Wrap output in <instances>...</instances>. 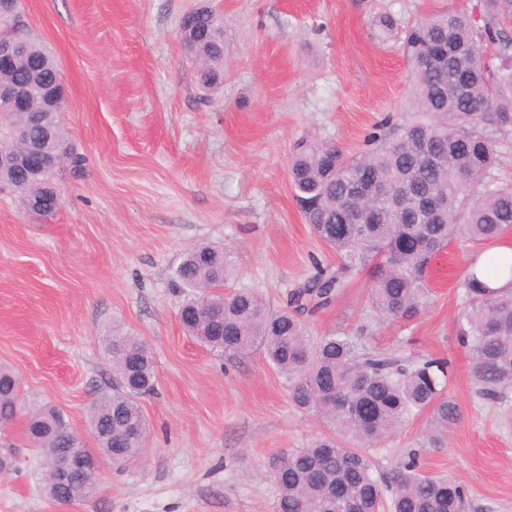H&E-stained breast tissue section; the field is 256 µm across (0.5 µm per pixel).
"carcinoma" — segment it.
Segmentation results:
<instances>
[{"instance_id": "carcinoma-1", "label": "carcinoma", "mask_w": 512, "mask_h": 512, "mask_svg": "<svg viewBox=\"0 0 512 512\" xmlns=\"http://www.w3.org/2000/svg\"><path fill=\"white\" fill-rule=\"evenodd\" d=\"M512 18V0H484L482 24L448 9L401 31L409 65L410 111L388 117L357 151L332 138L297 145L288 168L296 202L313 233L336 254V270L318 269L274 308L252 289L226 296L218 289L239 265L224 246L203 243L187 252L175 280L195 290L181 307L185 332L200 345L230 356L261 351L291 381L290 398L327 427L306 448L277 453L270 462L276 512H469L468 488L447 475L426 476L414 456L393 470V494L384 504L364 448L393 435L430 409L446 427L458 417L447 397L446 359L373 350L359 337L331 333L310 341L305 317L328 308L354 271H370L368 300L381 315L412 320L427 309L436 256L459 238L494 243L512 230V185L493 176L497 146L512 139V36L500 27ZM192 27L186 50L208 81L224 78L220 15L199 7L183 16ZM37 71L45 94L59 88L54 57L35 38L28 55L0 67V84ZM22 127L32 139L52 134L56 147L72 146L61 117L37 95L22 112L0 108V138ZM22 206L45 204L54 193L29 173L13 176ZM483 277L469 270L462 287L467 306L460 337L472 358L482 395L512 390V253L487 254ZM508 279L505 288L487 281ZM118 385L99 397L88 427L97 451L122 466L137 457L150 435L138 399L154 388L146 346L112 330L108 343ZM25 418L37 448L73 444L92 456L54 407L31 408L20 380L0 366V424Z\"/></svg>"}]
</instances>
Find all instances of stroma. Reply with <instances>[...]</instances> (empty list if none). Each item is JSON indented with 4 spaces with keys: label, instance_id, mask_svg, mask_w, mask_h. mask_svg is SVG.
<instances>
[{
    "label": "stroma",
    "instance_id": "obj_1",
    "mask_svg": "<svg viewBox=\"0 0 512 512\" xmlns=\"http://www.w3.org/2000/svg\"><path fill=\"white\" fill-rule=\"evenodd\" d=\"M482 0H22L23 20L63 76L62 115L82 169L62 170L60 205L42 219L0 188V364L30 403L57 408L88 435L89 406L111 393L104 340L113 326L144 340L155 390L140 400L150 436L123 466L102 459L92 496L47 498L23 421L0 430L16 471L0 476V512H276L270 458L307 447L324 427L298 410L287 378L261 353L227 357L186 335L187 288L173 280L202 242L238 258V289L275 305L336 256L316 238L288 178L296 144L330 137L355 150L403 110L408 65L374 20L407 26ZM213 7L224 22V81L209 91L178 38L181 16ZM478 245L455 242L434 263L430 307L403 323L375 312L353 275L312 337L336 330L379 350L449 359L460 417L430 413L369 448L388 482L416 452L423 473L465 485L474 512H512V391L483 397L456 325Z\"/></svg>",
    "mask_w": 512,
    "mask_h": 512
}]
</instances>
